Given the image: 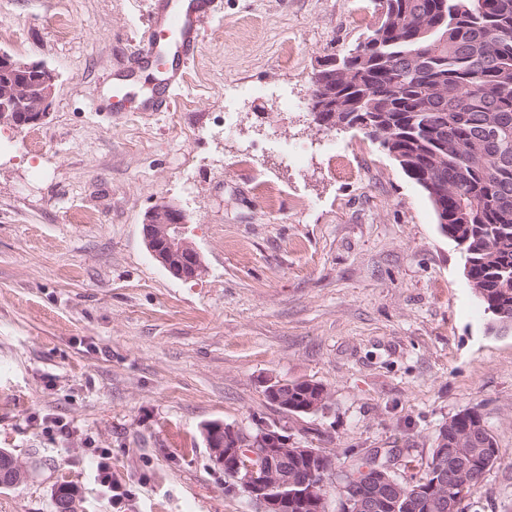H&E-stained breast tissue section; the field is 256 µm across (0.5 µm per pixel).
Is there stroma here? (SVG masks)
<instances>
[{
    "instance_id": "1",
    "label": "stroma",
    "mask_w": 512,
    "mask_h": 512,
    "mask_svg": "<svg viewBox=\"0 0 512 512\" xmlns=\"http://www.w3.org/2000/svg\"><path fill=\"white\" fill-rule=\"evenodd\" d=\"M153 4L0 0V50L57 75L42 124H0V449L24 472L0 487V512H55L64 483L77 512H260L206 424L281 425L339 469L401 448L402 479L463 411L481 414L498 460L462 512H512V332H489L461 248L378 143L279 108L283 94L307 100L374 0H220L170 111H97L121 80L143 96L125 61ZM244 86L264 93L240 99ZM284 142L313 162L242 152ZM166 203L187 216L194 279L143 239ZM271 380L319 383L328 405L284 413ZM99 448L121 503L96 476Z\"/></svg>"
}]
</instances>
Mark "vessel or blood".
Returning a JSON list of instances; mask_svg holds the SVG:
<instances>
[{
	"label": "vessel or blood",
	"instance_id": "b4317fda",
	"mask_svg": "<svg viewBox=\"0 0 512 512\" xmlns=\"http://www.w3.org/2000/svg\"><path fill=\"white\" fill-rule=\"evenodd\" d=\"M217 0H162L148 15L146 31L131 51L127 66H148L150 83L137 109L169 111L174 92L183 84L184 62L198 52V33L213 16Z\"/></svg>",
	"mask_w": 512,
	"mask_h": 512
}]
</instances>
